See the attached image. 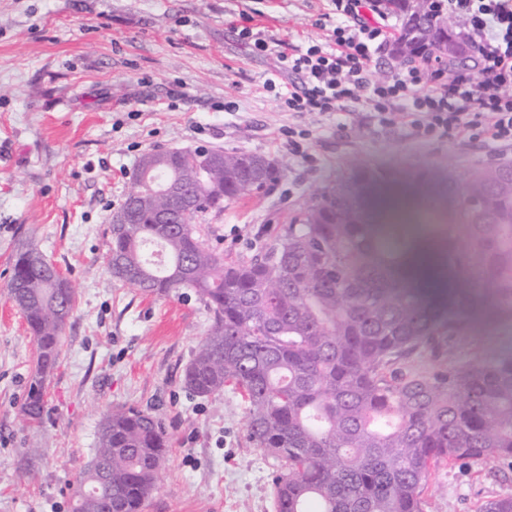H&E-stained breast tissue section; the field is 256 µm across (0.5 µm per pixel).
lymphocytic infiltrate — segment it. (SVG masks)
<instances>
[{
    "label": "lymphocytic infiltrate",
    "mask_w": 512,
    "mask_h": 512,
    "mask_svg": "<svg viewBox=\"0 0 512 512\" xmlns=\"http://www.w3.org/2000/svg\"><path fill=\"white\" fill-rule=\"evenodd\" d=\"M321 38L296 46L242 26L253 52L276 56L288 79H267L283 111L295 116L369 112L382 126L400 125L414 139L444 144L479 141L493 161L512 158V0H433L463 22L476 52L449 65L424 57L386 78L376 61L395 25L380 0H329Z\"/></svg>",
    "instance_id": "lymphocytic-infiltrate-1"
}]
</instances>
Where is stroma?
<instances>
[{
	"mask_svg": "<svg viewBox=\"0 0 512 512\" xmlns=\"http://www.w3.org/2000/svg\"><path fill=\"white\" fill-rule=\"evenodd\" d=\"M250 0H0V512H71V489L97 446L103 413L149 410L171 447L143 512H275L278 463L246 438L232 389L202 398L183 374L210 317L192 289L154 296L113 280L110 216L150 150L221 149L289 155L285 177L205 213L197 228L226 259L265 252L305 197L355 159L392 173L399 189L487 163L480 144H422L370 113L343 120L282 112L263 84L276 70L233 29ZM254 23L295 44L319 35L326 0H261ZM235 111H221L225 101ZM307 128L304 153L285 128ZM69 281L77 302L42 425L20 415L35 343L8 278L22 245ZM512 356V319L485 310L447 350L412 366ZM423 512H479L512 496V468L460 461L433 475Z\"/></svg>",
	"mask_w": 512,
	"mask_h": 512,
	"instance_id": "stroma-1",
	"label": "stroma"
}]
</instances>
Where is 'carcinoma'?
Here are the masks:
<instances>
[{
	"instance_id": "1",
	"label": "carcinoma",
	"mask_w": 512,
	"mask_h": 512,
	"mask_svg": "<svg viewBox=\"0 0 512 512\" xmlns=\"http://www.w3.org/2000/svg\"><path fill=\"white\" fill-rule=\"evenodd\" d=\"M385 3L401 20L397 65L473 53L472 42L458 40L456 18L430 0ZM166 159L148 151L137 169L202 206L188 212L134 182L142 206L112 228L110 255L135 275L110 274L146 295L192 288L210 310L184 384L201 397L239 391L249 442L281 462L276 512H422L440 466L512 465V356L425 371L408 362L464 335L489 293L500 314L512 315V164L480 167L463 185L451 171L436 183L421 179L423 226L413 227L379 207L391 175L353 160L263 254L228 262L205 245L199 216L280 180L288 160L222 150H188L176 168ZM426 251L435 253V273L410 275ZM8 292L35 342L22 419L39 426L44 381L64 345L59 312L74 311L76 297L34 248L16 253ZM168 443L149 412L108 411L72 512H141Z\"/></svg>"
}]
</instances>
